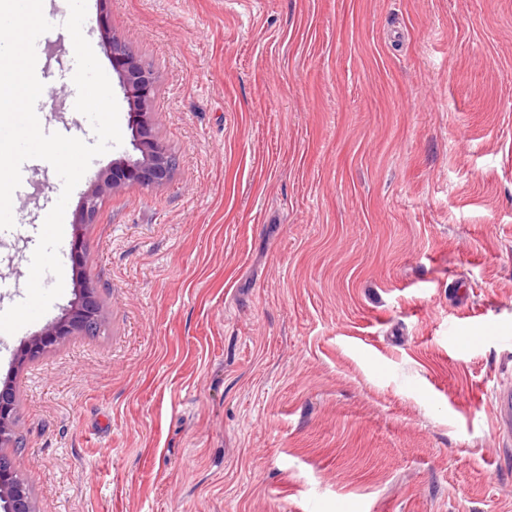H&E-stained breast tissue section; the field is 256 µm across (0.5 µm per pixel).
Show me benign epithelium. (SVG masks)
I'll list each match as a JSON object with an SVG mask.
<instances>
[{"mask_svg": "<svg viewBox=\"0 0 512 512\" xmlns=\"http://www.w3.org/2000/svg\"><path fill=\"white\" fill-rule=\"evenodd\" d=\"M105 46L129 105L128 127L134 154L114 163L112 172L100 174L84 196L79 220L74 225L71 253L74 265L79 267L85 264L89 251L83 228L96 220L100 201L123 181L145 187L159 185L167 180L174 166L172 156L153 133L152 113L148 112L154 91L150 71L130 55L117 37H106ZM104 323L96 291L83 288L56 321L22 345L17 363L21 365L42 356L69 336L96 335ZM16 414V392L5 384L0 387V512H35L31 491L16 468V460L23 451L15 433Z\"/></svg>", "mask_w": 512, "mask_h": 512, "instance_id": "obj_1", "label": "benign epithelium"}]
</instances>
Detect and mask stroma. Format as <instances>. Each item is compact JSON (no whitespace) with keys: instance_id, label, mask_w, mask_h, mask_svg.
<instances>
[{"instance_id":"stroma-1","label":"stroma","mask_w":512,"mask_h":512,"mask_svg":"<svg viewBox=\"0 0 512 512\" xmlns=\"http://www.w3.org/2000/svg\"><path fill=\"white\" fill-rule=\"evenodd\" d=\"M155 78L160 186L0 335L38 512H512V0H90ZM66 83L45 128L94 143ZM95 158L66 207L72 236ZM51 164L19 209L43 223ZM31 233L0 234V308ZM107 326L13 368L78 282ZM475 324L457 345L452 328ZM495 429L500 445L504 446L512 438V386L497 389L493 396Z\"/></svg>"}]
</instances>
